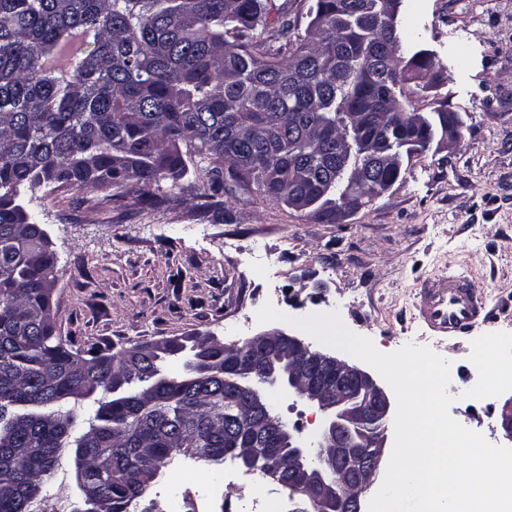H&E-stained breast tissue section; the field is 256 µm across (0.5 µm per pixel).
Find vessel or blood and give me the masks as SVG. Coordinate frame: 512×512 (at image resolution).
Here are the masks:
<instances>
[{
    "instance_id": "1",
    "label": "vessel or blood",
    "mask_w": 512,
    "mask_h": 512,
    "mask_svg": "<svg viewBox=\"0 0 512 512\" xmlns=\"http://www.w3.org/2000/svg\"><path fill=\"white\" fill-rule=\"evenodd\" d=\"M419 311L426 324L443 336L460 337L489 312L483 294L463 276H437L425 281L419 292Z\"/></svg>"
}]
</instances>
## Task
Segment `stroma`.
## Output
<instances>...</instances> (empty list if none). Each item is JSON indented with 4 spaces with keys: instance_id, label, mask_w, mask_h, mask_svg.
<instances>
[{
    "instance_id": "1",
    "label": "stroma",
    "mask_w": 512,
    "mask_h": 512,
    "mask_svg": "<svg viewBox=\"0 0 512 512\" xmlns=\"http://www.w3.org/2000/svg\"><path fill=\"white\" fill-rule=\"evenodd\" d=\"M404 43L433 51L441 83L408 91L411 107L437 103L460 113L464 137L453 150L430 146L402 181L339 224H323L288 206L242 191L227 199L228 221L197 208L200 173L180 182L177 205L155 208L111 190L24 191L21 202L43 225L56 256V330L85 355L117 353L161 337L210 333L223 342L264 329L257 311L272 303L288 317L281 330L337 355L293 326L296 318L338 311L352 332L390 353L414 343L451 363V415L492 444L504 396L463 398L477 380L471 341L512 333V0H402ZM474 278L494 314L457 338L435 335L414 307L422 280ZM271 404L302 443L325 417L314 405L272 393ZM176 456L145 500L165 512L178 490L187 512H250V493L286 490L261 472L227 460L215 471ZM224 492L206 491L213 475ZM73 467L62 458L31 512H79Z\"/></svg>"
}]
</instances>
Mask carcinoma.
<instances>
[{"label":"carcinoma","instance_id":"1","mask_svg":"<svg viewBox=\"0 0 512 512\" xmlns=\"http://www.w3.org/2000/svg\"><path fill=\"white\" fill-rule=\"evenodd\" d=\"M377 3L307 0L301 33L275 0H0V512H29L72 443L112 512H151L139 502L175 456L220 465L240 443L224 434L223 343L181 373L163 369L183 353L175 337L132 353L114 399L112 365L63 342L44 294L55 256L21 190L112 188L152 206L177 201L192 164L210 190L199 209L216 220L221 197L242 190L292 208L300 197L338 223L344 201H374L463 124L442 102L407 121V84L434 59H403L401 23ZM370 137L379 159L355 150ZM83 400L93 412L78 432L70 404Z\"/></svg>","mask_w":512,"mask_h":512}]
</instances>
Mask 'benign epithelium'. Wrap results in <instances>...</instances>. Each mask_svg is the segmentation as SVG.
<instances>
[{
	"label": "benign epithelium",
	"mask_w": 512,
	"mask_h": 512,
	"mask_svg": "<svg viewBox=\"0 0 512 512\" xmlns=\"http://www.w3.org/2000/svg\"><path fill=\"white\" fill-rule=\"evenodd\" d=\"M224 349L239 352L240 364L238 371L224 373V402L238 410L224 430L246 438L253 458L266 456L267 440L281 435L286 455L266 463L265 476L278 484L279 473L286 471L289 498H298L292 512H363L387 443L386 434L375 436L368 425L389 421L388 392L366 371L279 329L228 343ZM273 387L325 414L315 447L298 445L270 415L267 389ZM499 422L512 442V396L504 402Z\"/></svg>",
	"instance_id": "obj_1"
}]
</instances>
